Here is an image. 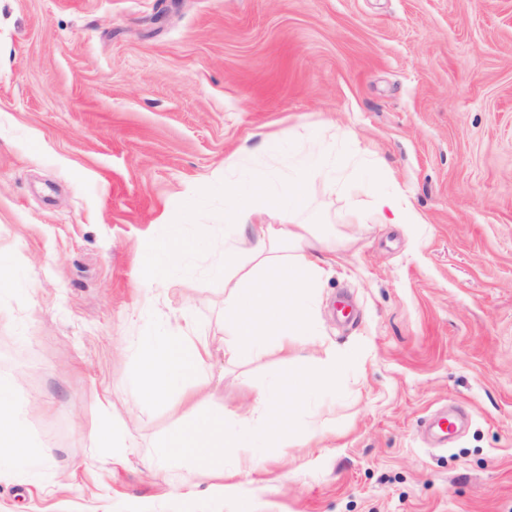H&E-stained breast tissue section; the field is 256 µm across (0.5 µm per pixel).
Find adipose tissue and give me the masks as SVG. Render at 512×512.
<instances>
[{"label":"adipose tissue","mask_w":512,"mask_h":512,"mask_svg":"<svg viewBox=\"0 0 512 512\" xmlns=\"http://www.w3.org/2000/svg\"><path fill=\"white\" fill-rule=\"evenodd\" d=\"M224 192L232 200V209L224 226V333L230 338L224 354L233 360L256 359L265 352L261 341L269 331L279 338L280 351L314 342L318 334L312 301L332 269L333 248L317 236L310 225L296 222L309 195V171L301 169L276 187L225 182ZM279 215L280 223L268 218ZM189 242L182 231H173L157 244L152 274L143 278L142 288L174 286L172 277ZM275 274L287 283L288 294L273 297L263 288L265 275ZM212 356L206 337L200 336L192 318H184L177 335L149 337L145 340L137 382L141 399H177L191 406L183 425L157 441L146 466L153 475L184 468L189 460L184 449L203 453L208 432H223V407L207 411L196 408L201 390L199 375ZM336 352L324 348L315 366L306 372L289 375L294 397L307 391L333 385L336 378ZM18 380L0 375V475L10 472L31 456L30 440L16 404Z\"/></svg>","instance_id":"1"}]
</instances>
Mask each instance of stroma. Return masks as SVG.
<instances>
[{"label": "stroma", "instance_id": "stroma-1", "mask_svg": "<svg viewBox=\"0 0 512 512\" xmlns=\"http://www.w3.org/2000/svg\"><path fill=\"white\" fill-rule=\"evenodd\" d=\"M309 151L336 168L297 217L336 237L321 344L230 362L224 164L275 178ZM377 173L420 223L383 222ZM175 224L189 274L139 288ZM0 263V374L56 450L0 477V512H512V0H0ZM185 313L227 421L273 387L306 436L271 415L255 447L145 469L180 413L139 398L140 343ZM324 345L335 385L293 398ZM441 409L465 424L437 446Z\"/></svg>", "mask_w": 512, "mask_h": 512}]
</instances>
